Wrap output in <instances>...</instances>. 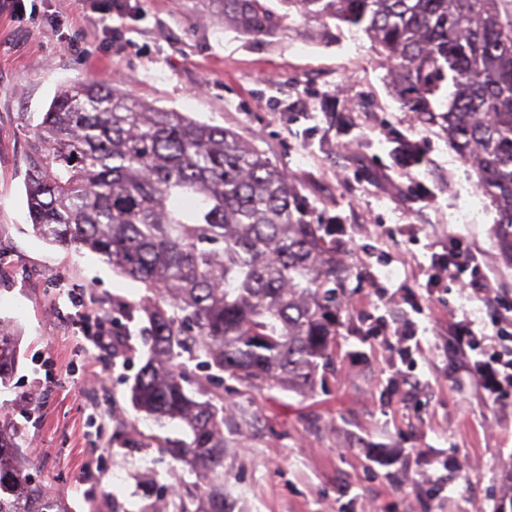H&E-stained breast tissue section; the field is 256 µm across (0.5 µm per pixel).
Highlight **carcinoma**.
<instances>
[{"instance_id": "1", "label": "carcinoma", "mask_w": 512, "mask_h": 512, "mask_svg": "<svg viewBox=\"0 0 512 512\" xmlns=\"http://www.w3.org/2000/svg\"><path fill=\"white\" fill-rule=\"evenodd\" d=\"M222 0L224 22L257 37L288 28L291 12L365 32L395 65L391 93L420 123L474 161L498 219L499 259L512 265V0ZM25 190L34 233L87 249L149 295L117 303L144 323L146 362L134 407L190 441L165 439L170 459L207 480L172 496V512H224V407L187 388V363L248 385L314 389L332 359L351 269L338 262L336 225L307 219L288 175L231 128L131 99L88 78L60 87L30 130ZM19 337L0 324V384L13 377ZM22 428L0 410V512H70L34 482Z\"/></svg>"}]
</instances>
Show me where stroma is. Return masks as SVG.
I'll return each mask as SVG.
<instances>
[{"label": "stroma", "instance_id": "stroma-1", "mask_svg": "<svg viewBox=\"0 0 512 512\" xmlns=\"http://www.w3.org/2000/svg\"><path fill=\"white\" fill-rule=\"evenodd\" d=\"M0 0V321L19 338V361L0 406L23 426L35 481L71 512H160L196 475L174 467L154 436L182 439L130 401L147 356L129 324L124 364L112 332L78 351L65 322L68 289L92 314L135 303L140 283L90 252L37 237L24 186L29 130L61 85L94 76L130 98L236 130L305 197L313 217L337 222L353 277L344 326L314 393L201 383L224 401V494L231 512H512V396L490 401L453 354L452 322L492 335L512 309V266L495 257L490 203L469 224L459 213L478 187L438 128L392 98L390 65L368 36L295 17L273 38L225 26L215 0ZM350 130L339 133L324 104ZM419 146L403 169L396 140ZM417 229L401 235L402 225ZM462 240L488 262L490 299L452 279L426 287L423 267ZM413 317L417 335L383 330Z\"/></svg>", "mask_w": 512, "mask_h": 512}]
</instances>
